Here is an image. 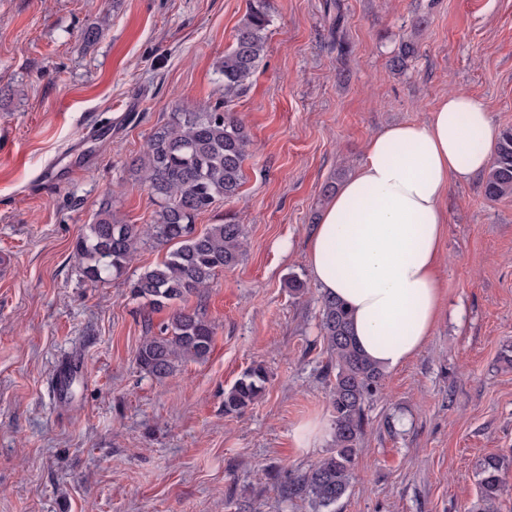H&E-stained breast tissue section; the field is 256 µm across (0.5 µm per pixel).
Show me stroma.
Instances as JSON below:
<instances>
[{"instance_id": "stroma-1", "label": "stroma", "mask_w": 512, "mask_h": 512, "mask_svg": "<svg viewBox=\"0 0 512 512\" xmlns=\"http://www.w3.org/2000/svg\"><path fill=\"white\" fill-rule=\"evenodd\" d=\"M344 3L339 52L325 0H270L265 55L230 105L252 140L245 184L196 220L201 231L235 214L246 254L200 302L208 358L160 381L136 354L172 310H149L128 284L166 247L147 242L123 275L93 283L75 241L107 202L124 223H151L132 162L175 107L223 101L218 68L249 0H0V512H314L273 475L332 447L296 436L332 418L308 280L325 186L386 126L423 122L452 92L512 126V0ZM103 18L105 35L85 41ZM405 42L415 54L399 71ZM59 157L66 178L44 181ZM481 184L448 188L436 330L367 403L336 512H469L480 461L512 455V200H486ZM293 274L304 293L289 292ZM74 357L63 396L58 369ZM256 363L262 398L225 414V389ZM327 426L319 419H310L297 430L299 443L303 448H314L326 435Z\"/></svg>"}]
</instances>
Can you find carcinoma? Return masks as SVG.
I'll return each instance as SVG.
<instances>
[{
    "label": "carcinoma",
    "mask_w": 512,
    "mask_h": 512,
    "mask_svg": "<svg viewBox=\"0 0 512 512\" xmlns=\"http://www.w3.org/2000/svg\"><path fill=\"white\" fill-rule=\"evenodd\" d=\"M335 10L331 34L343 50L342 0H329ZM269 0H251L224 51L219 74L224 80V105L204 109L178 107L150 134L136 169L157 198L158 210L147 230L123 224L103 207L95 221L84 226L75 247L85 260L83 275L92 282L103 275H121L139 247L150 239L173 246L165 258L130 283L131 294L151 309L202 298L215 275L238 265L245 252L246 232L232 214L202 232L196 218L219 201L241 192L244 162L251 146L245 125L229 109L257 69L266 49L271 25ZM483 195L490 201L512 197V127L498 136L483 178ZM320 330L329 355L333 448L302 474L285 472L279 484L285 499H309L320 512H334L348 493L354 458L364 433L365 406L383 377L382 369L357 347L351 315L339 299L321 296ZM214 327L202 309L177 308L167 324L146 336L136 361L147 374L162 380L190 361H204L211 352ZM267 372L260 364L246 369L224 390V414L241 415L263 395ZM512 458L489 455L479 465L480 495L469 512H493L503 494L504 475Z\"/></svg>",
    "instance_id": "1"
}]
</instances>
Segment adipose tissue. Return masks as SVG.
I'll use <instances>...</instances> for the list:
<instances>
[{"mask_svg":"<svg viewBox=\"0 0 512 512\" xmlns=\"http://www.w3.org/2000/svg\"><path fill=\"white\" fill-rule=\"evenodd\" d=\"M497 139L485 104L449 94L423 123L386 127L323 210L309 271L344 301L361 350L381 369L409 362L432 335L442 303L443 206L451 183L484 171Z\"/></svg>","mask_w":512,"mask_h":512,"instance_id":"obj_1","label":"adipose tissue"}]
</instances>
